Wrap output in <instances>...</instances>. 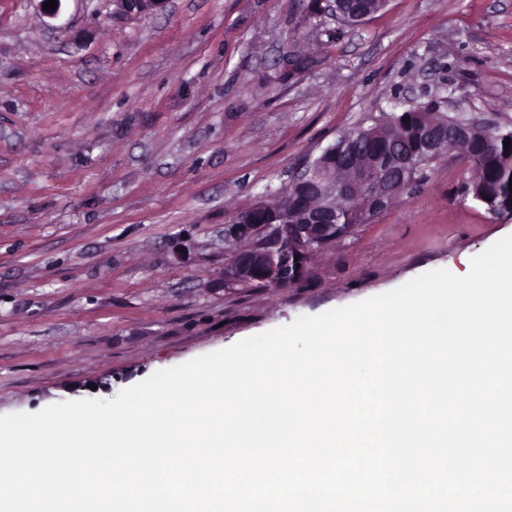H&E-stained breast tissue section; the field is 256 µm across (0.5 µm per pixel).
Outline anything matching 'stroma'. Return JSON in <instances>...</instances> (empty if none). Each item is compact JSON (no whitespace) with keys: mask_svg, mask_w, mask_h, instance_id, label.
<instances>
[{"mask_svg":"<svg viewBox=\"0 0 512 512\" xmlns=\"http://www.w3.org/2000/svg\"><path fill=\"white\" fill-rule=\"evenodd\" d=\"M0 0V415L115 398L154 372L391 291L512 235L456 157L299 284L224 282V226L393 96L512 125V0ZM340 29L327 39L326 30ZM316 66L284 82V57ZM116 6V10L126 14L151 15L160 10L168 2L167 0H110ZM378 5L373 0H346L336 5V18L342 22L353 21L354 14L374 15ZM370 16V15H369Z\"/></svg>","mask_w":512,"mask_h":512,"instance_id":"stroma-1","label":"stroma"}]
</instances>
